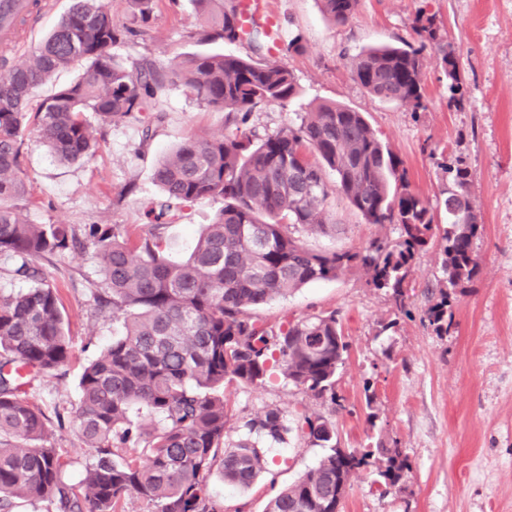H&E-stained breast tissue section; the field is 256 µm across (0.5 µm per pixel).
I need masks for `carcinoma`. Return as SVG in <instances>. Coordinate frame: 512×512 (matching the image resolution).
I'll use <instances>...</instances> for the list:
<instances>
[{
	"label": "carcinoma",
	"mask_w": 512,
	"mask_h": 512,
	"mask_svg": "<svg viewBox=\"0 0 512 512\" xmlns=\"http://www.w3.org/2000/svg\"><path fill=\"white\" fill-rule=\"evenodd\" d=\"M159 0H127L119 22L105 0H71L52 32L20 66L0 79V261L31 281L0 291V512L19 500L46 504V512H127L136 499L147 512H224L211 498L208 478L250 487L266 472L258 442L279 443L296 429L324 449L318 465L280 490L265 512H339L351 479L376 469L381 495L403 488L412 468L397 448L377 442L340 450L332 418L299 412L295 427L277 407L243 423L244 436L227 441L224 384L263 387L277 373L330 407L344 409L337 376L350 344L336 312L286 324L258 321L254 310L308 284L359 271L369 287L406 311L408 280L420 253L439 247V287L427 291L422 320L448 335V303L480 271L473 240L482 224L472 198L468 166L444 165L448 184L436 205L411 189L403 162L379 139L365 115L340 104H320L293 127L259 134L244 126L269 106L286 107L299 94L293 73L260 55L269 37L260 25L243 32L239 0H191L197 25L185 38L226 46L247 42L253 55L173 53L158 65H128L114 48L150 27ZM325 15L343 25L358 0H320ZM420 45L381 46L353 60L356 79L373 98L425 110L423 53L437 40L435 20L418 19ZM448 106L463 102L453 50L442 51ZM73 66L80 77L42 87ZM181 86L208 106L240 118L219 136L185 139L157 164L153 178L164 200L147 210L149 229L133 238L117 225L94 224L103 273V303L120 332L79 378L74 419L92 448L82 492L61 479L56 449L40 443L44 413L26 396L36 377L70 358L64 308L29 261L75 248L66 224H28L19 201L30 194L20 169L25 134L65 162L90 159L97 146L85 113L103 123L145 114L143 139L160 120L154 102ZM334 176L328 183L327 174ZM345 199L368 224L397 226L394 239L375 238L351 249L314 250L305 235L331 229V195ZM204 201L220 208L198 233L188 256L169 259L164 225ZM147 414L153 426L138 417Z\"/></svg>",
	"instance_id": "obj_1"
}]
</instances>
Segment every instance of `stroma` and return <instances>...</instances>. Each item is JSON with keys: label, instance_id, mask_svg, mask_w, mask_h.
<instances>
[{"label": "stroma", "instance_id": "1", "mask_svg": "<svg viewBox=\"0 0 512 512\" xmlns=\"http://www.w3.org/2000/svg\"><path fill=\"white\" fill-rule=\"evenodd\" d=\"M40 3L41 12L18 27L16 43L0 46V57L24 62L71 0ZM267 8L280 19L283 41L301 40V51L282 48L277 55L294 73L300 94L286 107L252 113L250 126L272 132L299 124L319 104L346 105L364 113L425 199L439 193L442 163L463 159L481 217L474 240L481 271L452 297L447 335H436L421 319L425 292L440 276L433 249L417 260L407 313L395 312L389 298L356 272L306 285L255 311L272 325L336 312L351 343L337 384L345 405L334 417L341 445L365 448L380 439L409 459L412 477L405 490L383 497L374 472L357 474L341 512H512V0H358L343 25L327 20L319 0H267ZM430 16L440 41L451 44L459 59L462 106H449L447 81L431 49L422 68L426 110L372 98L354 76L353 57L368 46L418 44L416 20ZM194 23L190 0H161L151 30L116 52L131 62L199 52V45L182 38ZM156 108L162 119L148 140L138 119L93 120L98 150L88 161L60 162L32 133L21 149L30 188L21 203L24 219L71 225L83 245L77 254L32 261L58 290L71 358L34 381L28 396L47 418L48 441L61 456L62 479L70 485L84 479L93 454L73 421L79 377L113 336L112 316L99 312L94 298L103 275L87 229L117 224L140 231L148 222L147 206L161 196L153 179L158 161L187 137L233 128L227 112L199 103L180 87L167 90ZM216 210L202 202L187 218L167 225L169 257L186 256ZM329 214L337 233L306 236L310 248H356L379 235H397L395 226L365 223L339 196L332 198ZM224 399L232 436L243 418L268 406L288 416L302 408L322 409L278 377L262 388L225 384ZM264 453L268 471L248 490L225 485L216 475L209 478V492L224 512H264L268 500L314 467L323 451L293 431Z\"/></svg>", "mask_w": 512, "mask_h": 512}]
</instances>
